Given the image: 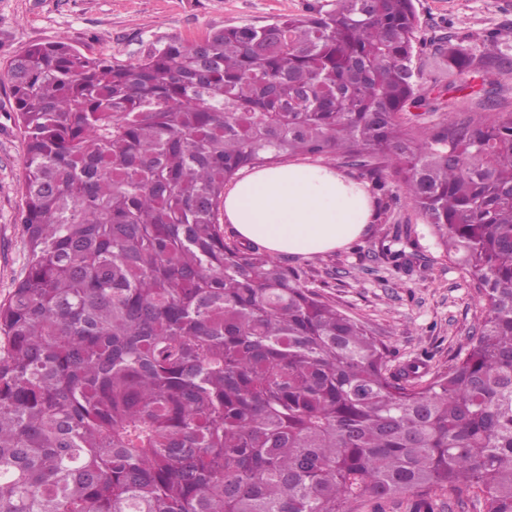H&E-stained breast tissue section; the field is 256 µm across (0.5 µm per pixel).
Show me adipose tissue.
I'll use <instances>...</instances> for the list:
<instances>
[{
	"label": "adipose tissue",
	"mask_w": 512,
	"mask_h": 512,
	"mask_svg": "<svg viewBox=\"0 0 512 512\" xmlns=\"http://www.w3.org/2000/svg\"><path fill=\"white\" fill-rule=\"evenodd\" d=\"M224 220L275 254H321L358 239L374 220L363 184L319 163L246 173L224 192Z\"/></svg>",
	"instance_id": "obj_1"
}]
</instances>
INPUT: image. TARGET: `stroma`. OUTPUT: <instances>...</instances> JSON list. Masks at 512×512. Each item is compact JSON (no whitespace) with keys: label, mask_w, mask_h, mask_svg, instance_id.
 Instances as JSON below:
<instances>
[{"label":"stroma","mask_w":512,"mask_h":512,"mask_svg":"<svg viewBox=\"0 0 512 512\" xmlns=\"http://www.w3.org/2000/svg\"><path fill=\"white\" fill-rule=\"evenodd\" d=\"M308 0H0V69L29 45L62 41L89 56L137 62L172 40L192 41L230 26L261 27L301 14ZM427 45L416 60L422 89L436 82L460 83L436 54L432 40L450 25L498 31L512 39V0H416ZM26 144L11 86L0 77V300L25 274L27 246L21 225ZM411 225L414 246L409 272L385 259L382 245L394 225ZM309 287L393 351L392 370L426 360L446 371L477 323L481 307L472 278L438 245L412 202L400 197L388 223L368 225L351 245L319 255H288Z\"/></svg>","instance_id":"1"}]
</instances>
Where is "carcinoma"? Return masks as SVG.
I'll list each match as a JSON object with an SVG mask.
<instances>
[{
  "mask_svg": "<svg viewBox=\"0 0 512 512\" xmlns=\"http://www.w3.org/2000/svg\"><path fill=\"white\" fill-rule=\"evenodd\" d=\"M413 0H327L134 64L63 42L6 65L26 141L22 280L0 302V512H352L466 489L512 512V44L421 91ZM479 111L431 127L443 93ZM397 194L476 281L464 353L425 380L261 244L224 187L294 156ZM399 270L405 249H386ZM417 500L409 494H399L384 501L363 497L354 504V512H413Z\"/></svg>",
  "mask_w": 512,
  "mask_h": 512,
  "instance_id": "cac0c4a2",
  "label": "carcinoma"
}]
</instances>
